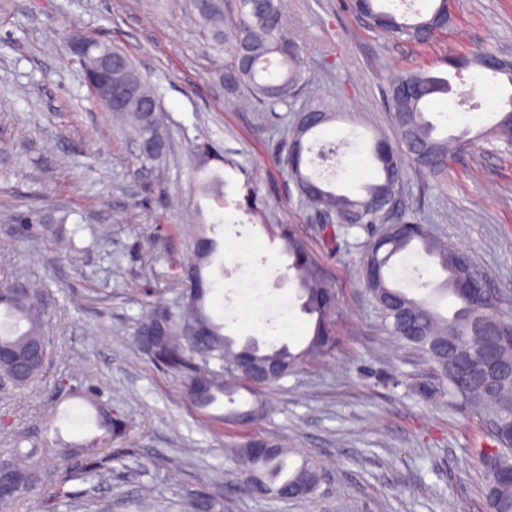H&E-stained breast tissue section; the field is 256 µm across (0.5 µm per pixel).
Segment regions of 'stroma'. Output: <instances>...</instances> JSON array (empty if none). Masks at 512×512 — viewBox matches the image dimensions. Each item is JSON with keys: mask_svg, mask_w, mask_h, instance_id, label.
Segmentation results:
<instances>
[{"mask_svg": "<svg viewBox=\"0 0 512 512\" xmlns=\"http://www.w3.org/2000/svg\"><path fill=\"white\" fill-rule=\"evenodd\" d=\"M281 4L312 76L296 105L335 115L307 141L311 170L347 194H359L377 174L373 137L395 135L386 94L397 71L417 68L449 80L427 117L452 137L490 128L512 95L506 79L444 63L477 44L512 58V0H454L445 37L426 51L385 40L349 0ZM73 37L110 40L153 88L169 140L160 159L144 166L136 160L127 133L95 102L69 53ZM223 65L192 0H8L0 10V288L20 275L45 288L57 347L45 379L0 393V410H15L25 429L57 412L60 438L77 441L95 433V422L80 401L57 398L54 379L63 372L101 379L123 399L132 423L130 436L112 445L139 475L122 485L123 494L132 499L138 483L153 484L169 512H183L189 494L202 488L220 494L224 512H488L482 420L452 406L427 358L384 330L364 286V253L381 225L353 229L347 247L326 251L313 211L275 160L287 124L270 126L258 109L225 94L214 78ZM469 88L489 104L475 119L457 111L458 92ZM206 140L224 150V161L209 164L224 176L220 200L191 192L200 176L195 147ZM326 144L339 148L330 167L317 160ZM250 193L266 201V217L244 212ZM29 209L108 228L107 241L71 259L53 242L22 235L16 217ZM198 210L218 242L205 270L208 310L237 343L297 351L310 335L289 259L265 224L297 225L337 294L334 353L268 390L271 412L245 426L224 416L251 405L247 391L199 412L181 379L158 371L132 342L148 305L173 303L170 266L188 259L186 216ZM399 210L463 248L494 289L500 313L512 316V148L486 138L455 150L443 172L407 167ZM149 235L157 246L147 257L139 243ZM394 276L415 297L443 278L416 253L396 259ZM253 436L288 447V468L306 456L324 465L312 498L245 490L233 448Z\"/></svg>", "mask_w": 512, "mask_h": 512, "instance_id": "35a3bbf8", "label": "stroma"}]
</instances>
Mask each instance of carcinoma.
<instances>
[{
    "label": "carcinoma",
    "mask_w": 512,
    "mask_h": 512,
    "mask_svg": "<svg viewBox=\"0 0 512 512\" xmlns=\"http://www.w3.org/2000/svg\"><path fill=\"white\" fill-rule=\"evenodd\" d=\"M380 0H351L354 12L364 17L371 27L384 37L429 47L448 29L451 20L450 0H428L425 11L398 14L379 6ZM199 20L208 30L211 48L227 55L224 68L215 72V79L234 95L244 87L252 101L266 113L269 123L276 125L285 119L279 108L294 106L303 87L309 82L302 51L297 40L288 33L280 0H193ZM496 53L477 47L445 60L454 71L476 67L493 78L503 77L512 85V62L501 60L502 68L494 70L488 62ZM137 76L140 92L156 99L132 60L127 68L112 72V84L124 85L130 76ZM448 92V80L433 77L421 70L406 69L390 83L387 107L398 131L397 142L384 136L374 140L372 155L377 163L378 177L365 185V195L351 198L338 194L319 176L308 171L304 156L295 154L294 145L308 150L309 135L332 120V114L310 105L295 116L289 142L278 154V161L295 184L305 205L320 212L324 218L321 230L324 242L333 253L340 246L339 236H348L354 228L376 224L388 209L369 207L386 189L399 192L402 171L407 163L436 173L448 164V138L435 135L436 126L426 118L425 107L437 93ZM113 120L125 126L139 145L142 164L162 157L167 148L158 112H144L138 98H130L111 112ZM490 135L496 141L512 144V95L506 108L488 130L471 133L467 128L460 138L464 145ZM195 191L202 197L224 196V179L212 172L198 180ZM39 212L22 215L23 231L40 238L55 237V244L65 253L78 257L101 244L107 236L105 228L76 226L67 232L53 224L38 223ZM402 226L397 236L389 239L378 252L367 253L362 278L381 312L385 329L397 339L422 352L442 380L448 400L485 421L512 418V379L501 378L495 388L487 391L478 385L462 387L453 359L468 360L471 370L482 374L485 362L474 351L476 341L483 337L485 325L497 326L501 341L497 358L504 365L512 363V322L496 310L491 293L478 302L459 290V282L477 273L470 257L461 248L446 246L434 240L425 225L413 219L396 221ZM91 236L90 244L78 246L76 236L83 230ZM268 233L282 242L283 252L291 260L288 269L298 282L301 311L312 320L311 336L298 352L288 346H271L266 350L253 342L237 345L224 335V325L215 321L206 307L211 284L204 276L216 250L208 227L201 223L195 228L189 248L191 259L187 268L194 271L188 286L180 289L174 306L151 305L138 318L133 335L137 352L157 369L185 379L186 391L195 407L205 412L218 396L240 388L254 396L245 410H233L228 420L234 422L247 416L255 421L270 412L264 390L269 389L305 363L330 355L336 347L333 316L336 311V291L326 270L308 243L292 224H268ZM419 243L425 253L435 259L445 273L439 291L456 299L459 307L451 317L438 313L423 300L409 296L393 285L389 277L394 258ZM0 384L27 387L42 378L56 356L54 339L49 335L41 288L18 282L0 290ZM202 325L207 335L195 340L186 335L191 323ZM261 364H276L281 371L264 381H251L239 368L242 354ZM56 392L66 399H79L94 411L101 434L82 442H51L47 432L56 420L52 413L41 424L27 431L16 426L13 411L0 413V437L14 442L15 449L0 452V508L24 497L37 500L39 512H70L71 494L65 484L80 479L89 484L84 490L88 512H112V500H104L99 490L112 486V442L123 438L129 430V418L123 402L112 397V388L88 375L60 374L55 381ZM498 448L496 462L481 456L484 472L485 498L492 512H512V478L502 471L512 470V438L489 435ZM255 441L270 449L263 457L249 453L246 445L237 448L236 458L242 465L248 489L258 495L302 490V496L312 494L322 479V467L313 458H305L287 478L277 481L281 459L287 449L280 443L261 437ZM54 451L58 470L64 473L52 478L45 470L44 455ZM188 512H223V503L209 492L190 495Z\"/></svg>",
    "instance_id": "obj_1"
}]
</instances>
